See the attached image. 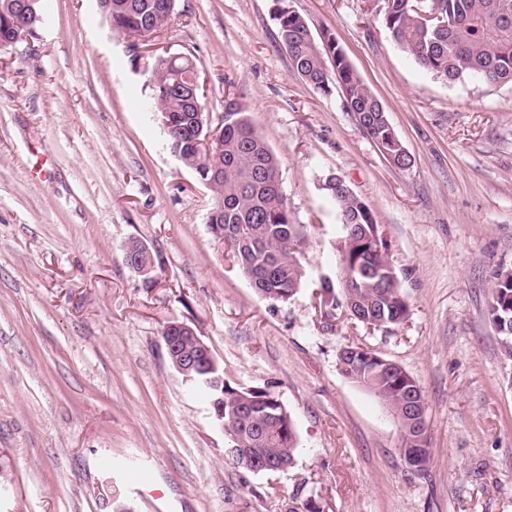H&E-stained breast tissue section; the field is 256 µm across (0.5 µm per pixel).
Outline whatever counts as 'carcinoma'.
I'll use <instances>...</instances> for the list:
<instances>
[{
    "mask_svg": "<svg viewBox=\"0 0 512 512\" xmlns=\"http://www.w3.org/2000/svg\"><path fill=\"white\" fill-rule=\"evenodd\" d=\"M176 0H110L103 10L112 29L126 37L141 31L165 29L166 15L156 4ZM384 27L391 40L421 67L448 81L478 77L491 84L512 83V0H381ZM40 0H0V22L33 32L40 21ZM277 38L288 53L291 69L324 93L336 84L357 124L382 153L396 160L406 149L391 126L385 106L349 63L333 34L315 39L305 19L284 6L275 8ZM191 68L185 59L161 62L150 74L156 112L169 118L165 129L172 152L202 181L216 162L224 176L211 187L217 201L209 222L224 242L251 287L262 297L286 302L305 279L298 255L305 245L300 225L292 223L280 189L279 164L266 142L254 131L245 105L228 98L221 133L212 144L213 160L202 157L199 140L208 131L204 104H195L174 89L186 81ZM326 190L341 212L344 237L340 250L341 281L347 316L358 323L383 314L386 325H396L408 313L398 277L388 276L386 248L374 215L340 176L326 181ZM508 272L496 274L488 315L504 319L507 352L512 353V287L504 284ZM371 349L339 361L344 375L383 399L401 418L408 394L399 373L381 368ZM209 385L204 376L189 382L223 405L224 447L237 448L273 467H293L298 434L289 412L277 417L275 394L261 387H234L223 379Z\"/></svg>",
    "mask_w": 512,
    "mask_h": 512,
    "instance_id": "cac0c4a2",
    "label": "carcinoma"
}]
</instances>
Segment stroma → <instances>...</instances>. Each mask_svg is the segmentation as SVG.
<instances>
[{
	"label": "stroma",
	"instance_id": "stroma-1",
	"mask_svg": "<svg viewBox=\"0 0 512 512\" xmlns=\"http://www.w3.org/2000/svg\"><path fill=\"white\" fill-rule=\"evenodd\" d=\"M334 34L413 159L392 167L339 89L296 75L274 0H176L162 41L190 54L212 122L234 96L279 161L307 240L285 303L257 295L212 233L215 194L150 109L152 43L132 50L98 0H41L0 47V512H512V358L488 313L512 272V86L449 83L394 44L376 0H284ZM371 209L406 296L386 328L324 314L343 238L324 188ZM153 257L127 265L131 242ZM190 325L225 379L293 417L294 467L224 455L208 398L170 365ZM404 368L428 406L430 464L409 468L386 404L346 378L351 341Z\"/></svg>",
	"mask_w": 512,
	"mask_h": 512
}]
</instances>
